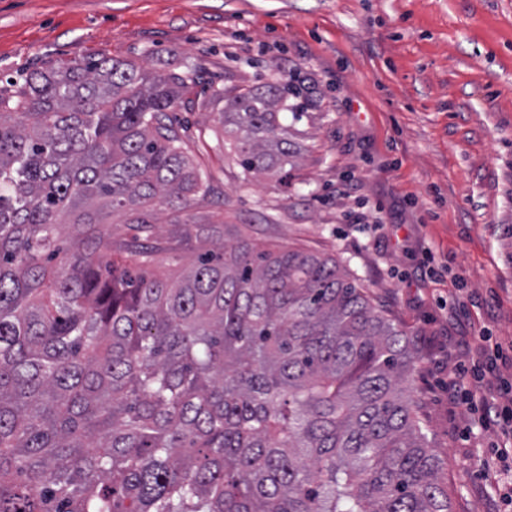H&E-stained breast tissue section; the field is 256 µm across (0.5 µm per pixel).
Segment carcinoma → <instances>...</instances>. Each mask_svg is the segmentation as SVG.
<instances>
[{
	"instance_id": "carcinoma-1",
	"label": "carcinoma",
	"mask_w": 512,
	"mask_h": 512,
	"mask_svg": "<svg viewBox=\"0 0 512 512\" xmlns=\"http://www.w3.org/2000/svg\"><path fill=\"white\" fill-rule=\"evenodd\" d=\"M194 71L87 56L0 83V512H453L409 334L336 259L240 240L145 272L153 207L207 193L169 116ZM301 94L201 106L244 174L283 176ZM115 213L137 235L99 229ZM194 225L180 244L212 238Z\"/></svg>"
}]
</instances>
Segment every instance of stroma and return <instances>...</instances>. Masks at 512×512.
<instances>
[{"mask_svg":"<svg viewBox=\"0 0 512 512\" xmlns=\"http://www.w3.org/2000/svg\"><path fill=\"white\" fill-rule=\"evenodd\" d=\"M104 55L196 66L194 91L274 77L308 101L288 176L244 178L218 114L176 108L209 188L173 216L220 240L342 261L412 336L413 387L454 512H506L500 423L448 384L479 339L512 348V0H0V77Z\"/></svg>","mask_w":512,"mask_h":512,"instance_id":"1","label":"stroma"}]
</instances>
